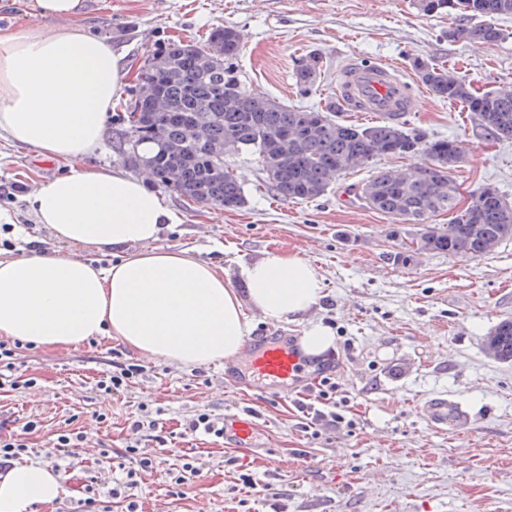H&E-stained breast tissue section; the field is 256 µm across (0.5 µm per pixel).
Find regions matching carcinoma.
<instances>
[{"label":"carcinoma","instance_id":"obj_1","mask_svg":"<svg viewBox=\"0 0 512 512\" xmlns=\"http://www.w3.org/2000/svg\"><path fill=\"white\" fill-rule=\"evenodd\" d=\"M425 14L454 12L477 20L470 26L448 29L450 40L494 43L501 36L494 20L512 15V0H417ZM224 48V65L204 64L199 47L169 40L158 44L137 75L140 89L117 113V150L130 166L140 158L153 160L151 170L162 184L170 172L178 175V194L192 203L226 209L245 205L246 197L229 165L217 171L218 159L208 147L224 145V154L249 153L262 164L265 186L282 200L322 196L347 170L372 160L406 158L417 154L429 164L405 178L380 170L364 182L360 198L365 205L397 223L417 224L416 239L427 237L429 252L478 258L483 244L512 238V203L495 208L460 210L457 184L451 171L461 159L453 155L451 139H430L425 132L407 129L389 115L369 126L335 118L340 102L325 100L317 110L286 106L253 96L242 86L235 61L240 37L229 26L212 28L203 46ZM322 56L309 53L294 69L296 86L307 94L321 75ZM411 68L436 97L458 102L487 137L512 138V87L479 89L451 75L432 60L417 57ZM453 215L445 227L429 220ZM487 349L503 363L512 362V320L498 323L487 339Z\"/></svg>","mask_w":512,"mask_h":512}]
</instances>
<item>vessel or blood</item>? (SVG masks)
<instances>
[{
    "instance_id": "b4317fda",
    "label": "vessel or blood",
    "mask_w": 512,
    "mask_h": 512,
    "mask_svg": "<svg viewBox=\"0 0 512 512\" xmlns=\"http://www.w3.org/2000/svg\"><path fill=\"white\" fill-rule=\"evenodd\" d=\"M342 89L345 101L359 112L391 115L407 111L412 88L389 63L371 61L348 63L343 72ZM252 361L248 377L238 378L237 386H246L248 379L267 381L285 388L300 382L303 373L301 354L291 344L259 339L250 343ZM255 431L252 420L233 414L224 420V439L238 448H247Z\"/></svg>"
}]
</instances>
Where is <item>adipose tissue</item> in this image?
Segmentation results:
<instances>
[{
	"label": "adipose tissue",
	"instance_id": "obj_1",
	"mask_svg": "<svg viewBox=\"0 0 512 512\" xmlns=\"http://www.w3.org/2000/svg\"><path fill=\"white\" fill-rule=\"evenodd\" d=\"M124 81L111 45L75 24L0 35V137L70 166L34 191L37 223L59 242L124 253L108 266L0 256V338L63 349L116 337L137 355L181 365L234 360L250 332L247 310L296 321L319 303L322 279L306 260L268 249L242 268L241 295L223 267L154 248L177 217L146 176L85 167ZM64 482L51 468L13 464L0 473V512L54 503Z\"/></svg>",
	"mask_w": 512,
	"mask_h": 512
}]
</instances>
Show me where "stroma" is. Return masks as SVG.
I'll use <instances>...</instances> for the list:
<instances>
[{
	"mask_svg": "<svg viewBox=\"0 0 512 512\" xmlns=\"http://www.w3.org/2000/svg\"><path fill=\"white\" fill-rule=\"evenodd\" d=\"M32 2L0 0V31L67 27V20L36 14ZM460 21L423 14L415 0H87L80 24L121 56L127 70L121 103L134 94L138 68L158 42L197 39L216 26L233 27L241 36L236 66L246 90L287 106L316 110L338 96L346 62H392L412 84L403 121L430 138L465 146L452 172L463 195L472 198L491 186L512 202V139L484 137L461 104L436 97L410 66L428 57L475 86H512V15L496 19L502 36L493 44L448 40V27ZM311 52L324 61L321 83L302 96L294 63ZM227 162L244 189L245 206L193 204L157 186L179 221L164 227L155 245L219 261L238 289L241 266L264 250L310 261L324 283L318 306L288 324L251 315L250 335L294 343L309 324L328 325L335 337L326 354L328 375L352 428L327 424L311 436L296 395H278L261 380L244 391L235 388L249 364L245 356L234 368L151 359L143 381L112 398L95 383L111 371V351L122 348L120 339L55 351L25 346L15 375L21 381L37 377L38 384L0 390V420L39 418L28 461L42 466L59 428L85 435L60 462L65 493L34 512H76L87 481L107 485L120 476L133 438L155 460L141 475L139 512H512V362H498L486 350L494 327L512 320V239L475 260L424 252L405 265L395 261L417 225L367 208L358 191L378 170L426 165L423 156L355 167L323 196L297 202L268 192L254 156L235 154ZM67 171L65 163L1 137L0 213L48 253L94 259L96 250L57 242L30 208L31 191ZM442 394L450 402L448 423L437 428L426 408ZM142 404L156 413L159 436L132 434L129 419ZM201 411L219 419L252 414L256 434L249 454L211 436L184 434L185 421ZM186 453L197 457L199 472L179 487L171 474ZM244 473L255 475L264 495L243 488Z\"/></svg>",
	"mask_w": 512,
	"mask_h": 512,
	"instance_id": "obj_1",
	"label": "stroma"
}]
</instances>
